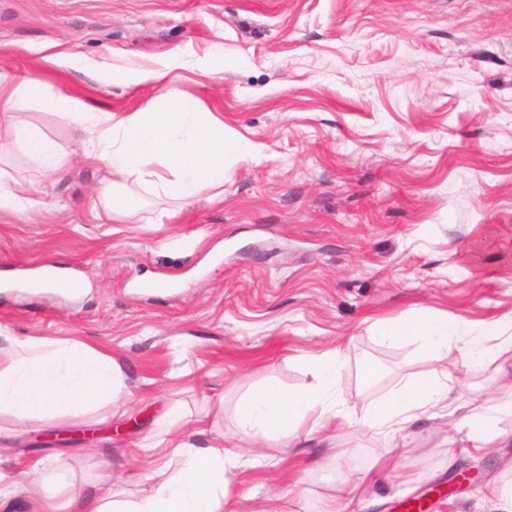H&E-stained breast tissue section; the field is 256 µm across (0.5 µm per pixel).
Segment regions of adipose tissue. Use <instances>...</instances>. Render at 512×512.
Here are the masks:
<instances>
[{"instance_id":"1","label":"adipose tissue","mask_w":512,"mask_h":512,"mask_svg":"<svg viewBox=\"0 0 512 512\" xmlns=\"http://www.w3.org/2000/svg\"><path fill=\"white\" fill-rule=\"evenodd\" d=\"M73 52L55 50L27 74H0V148H19L36 162L45 177L54 178L70 166L69 154L37 124L24 118L25 109L61 115L83 133L86 162L104 168L99 200L111 214H126L132 199L124 186L137 178L154 193L175 202L193 200L203 189L223 186L228 158L241 159L250 145L224 131V122L203 108L191 94L170 88L168 75L178 67L171 55L162 68L141 66L113 71L112 79L157 87L148 111L99 112L82 98L48 93L41 74L47 68H68ZM458 322L420 311L377 322V343L417 344L429 361L448 358V343L457 336ZM465 362L489 371L492 386L482 404L465 419L462 454L479 459L488 446L512 447V431L502 423L512 419V317L486 322L481 335L460 347ZM314 382L288 391L269 382L244 394L236 406L241 432L250 438H287L289 445L305 442L296 425L313 410L326 420H350L351 411L335 393L342 365L338 352L303 359ZM124 374L111 355L80 341L33 338L19 344L0 362V421L10 425L44 418L94 412L123 395ZM447 379L421 373L373 402L359 425L376 436L401 430L418 415L453 416ZM168 459L153 470L152 491L124 500L101 479L99 493L82 504L83 512H225L227 467L237 465L231 448H194L170 439Z\"/></svg>"}]
</instances>
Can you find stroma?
I'll return each instance as SVG.
<instances>
[{"label": "stroma", "instance_id": "35a3bbf8", "mask_svg": "<svg viewBox=\"0 0 512 512\" xmlns=\"http://www.w3.org/2000/svg\"><path fill=\"white\" fill-rule=\"evenodd\" d=\"M216 42L229 61L220 84ZM50 44L79 60L45 70L47 91L109 112L147 109L157 90L111 82L108 66L178 54L174 86L253 148L229 162L220 196L205 189L182 207L132 179L133 207L117 217L93 208L102 173L60 116L27 113L73 157L53 182L21 151H0V169L31 188L25 208L0 213V349L78 340L125 374L127 398L0 437L7 476L65 460L69 482L48 493L64 512L104 474L123 498L148 492L139 449L169 411L202 420L204 433L183 434L195 447L248 444L239 397L268 380L311 384L302 357L339 351L336 396L358 412L434 370L415 345L375 343L376 320L430 311L475 336L512 316V0H0V73L28 69ZM40 263L71 269L81 294L18 284ZM162 277L175 290H143ZM469 411L385 439L343 424L340 463L327 443L264 441L262 465L229 473L228 506L322 512L349 482L359 490L345 512H401L420 496L427 512H499L487 482L512 459L495 450L470 484L426 492L456 479L448 455Z\"/></svg>", "mask_w": 512, "mask_h": 512}]
</instances>
